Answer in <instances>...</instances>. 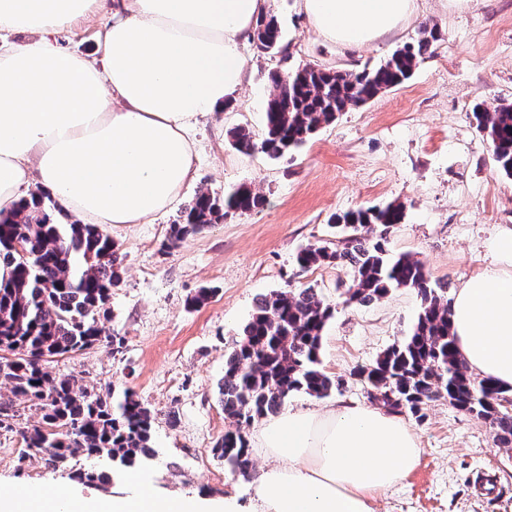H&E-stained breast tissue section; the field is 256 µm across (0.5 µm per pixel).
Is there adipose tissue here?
I'll use <instances>...</instances> for the list:
<instances>
[{"label": "adipose tissue", "mask_w": 512, "mask_h": 512, "mask_svg": "<svg viewBox=\"0 0 512 512\" xmlns=\"http://www.w3.org/2000/svg\"><path fill=\"white\" fill-rule=\"evenodd\" d=\"M275 0H0V213L39 191L97 226L142 224L165 212L192 178L199 117L245 85V47ZM111 5L94 57L57 36ZM315 31L359 50L396 31L418 0H301ZM491 260L455 289L450 320L470 371L512 388V229ZM269 463L254 482L259 512H373L371 503L419 463L403 420L346 405L286 409L259 424ZM133 493L109 500L73 488L48 500L19 486L0 512H241L235 498L161 493L143 472Z\"/></svg>", "instance_id": "obj_1"}]
</instances>
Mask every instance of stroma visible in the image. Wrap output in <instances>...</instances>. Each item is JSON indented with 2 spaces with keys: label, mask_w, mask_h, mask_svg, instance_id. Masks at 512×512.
Segmentation results:
<instances>
[{
  "label": "stroma",
  "mask_w": 512,
  "mask_h": 512,
  "mask_svg": "<svg viewBox=\"0 0 512 512\" xmlns=\"http://www.w3.org/2000/svg\"><path fill=\"white\" fill-rule=\"evenodd\" d=\"M273 11L287 54L246 47L249 80L222 112L199 119L194 178L180 199L149 223L103 228L120 246L124 273L100 323L106 335L122 339V349L99 346L50 365L53 373L103 392L131 390L153 410V455L145 467L160 491L233 496L244 512L252 508V482L232 475L213 445L226 427L219 394L225 357L258 300L276 289L309 286L333 304L320 360L345 386L325 398L293 393L286 401L317 411L371 404L352 372L406 336L419 308L408 289L366 306L343 305L350 272L331 266L298 272L296 252L335 240L332 215L399 203L405 218L390 229V252L412 255L433 282L454 289L488 261L498 231L512 228V178L498 172L490 143L471 118L477 103H512V0H474L461 11L445 0H419L404 29L352 52L320 39L298 0H275ZM111 17L107 9L79 19L59 34L60 45L91 53ZM426 23L437 24L442 37L403 85L341 113L292 155L273 160L230 146L226 133L233 127L262 134L273 72L375 66ZM242 185L262 194L264 206L161 253L169 225L199 190ZM203 288L211 289L209 300L189 306ZM39 422L38 413L25 409L15 431H0V491L25 485L52 496L70 486L85 497L129 494L122 471L104 486L45 469L37 459L19 467V431ZM405 422L423 450L420 463L374 502V512H512V450L499 447L490 425L443 398L429 402L423 419L409 415Z\"/></svg>",
  "instance_id": "1"
}]
</instances>
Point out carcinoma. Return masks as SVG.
Listing matches in <instances>:
<instances>
[{
	"mask_svg": "<svg viewBox=\"0 0 512 512\" xmlns=\"http://www.w3.org/2000/svg\"><path fill=\"white\" fill-rule=\"evenodd\" d=\"M439 29L425 24L413 41L372 68L333 70L305 66L274 72V91L265 107L264 133L255 138L244 127L227 132L243 153L260 151L280 158L305 144L336 115L356 109L407 80L419 60L432 53ZM253 41L258 48L282 50L277 19L259 20ZM477 128L489 139L498 170L512 177V103L473 108ZM264 197L247 186L219 194L202 190L184 209L182 221L169 225L162 248L229 216L252 212ZM54 201L33 196L0 218V261L13 266L0 283V386L10 387L19 403L35 409L41 422L22 432L27 448L18 459L37 456L56 471H71L81 459L122 462L120 469L142 466L152 456L155 414L129 389L119 400L75 379L49 370L56 357L98 345L122 348V339L103 335L96 314L122 283L123 258L118 244L94 224L62 221ZM404 219L403 205L391 203L350 211L334 218L336 242L300 250L294 264L303 272L318 266L347 267L352 284L342 294L346 305H366L395 289L419 298L410 334L386 349L355 376L383 407L420 420L438 397L454 408L489 423L504 448H512V409L496 402L512 390L467 370L451 332L447 286L434 285L424 267L408 254L387 249L390 228ZM22 242L19 252L16 242ZM334 307L315 289L284 288L261 298L225 358L219 387L228 427L213 451L237 476L250 475L253 464L245 427L277 413L293 392L323 398L342 389L319 359L322 332ZM113 468L79 470L88 482L107 485Z\"/></svg>",
	"mask_w": 512,
	"mask_h": 512,
	"instance_id": "cac0c4a2",
	"label": "carcinoma"
}]
</instances>
